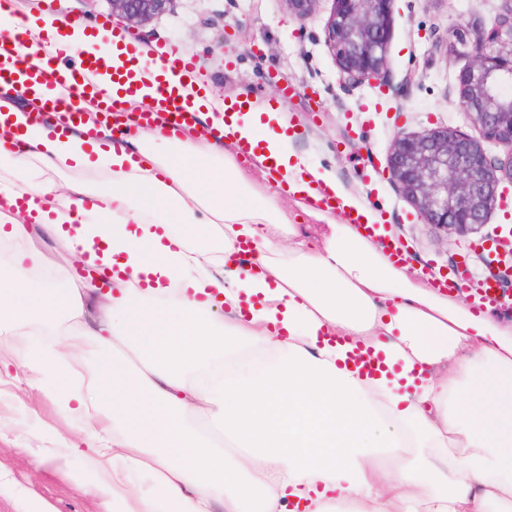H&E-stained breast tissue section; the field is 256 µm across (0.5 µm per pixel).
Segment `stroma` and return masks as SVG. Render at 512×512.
<instances>
[{"label":"stroma","mask_w":512,"mask_h":512,"mask_svg":"<svg viewBox=\"0 0 512 512\" xmlns=\"http://www.w3.org/2000/svg\"><path fill=\"white\" fill-rule=\"evenodd\" d=\"M20 15L74 19L90 25L111 18L109 0H10ZM500 0H395L388 65L401 91L365 84L348 89L324 41L332 0H319L299 22L284 0H171L137 27L133 41L150 50L174 46L192 55L194 72L216 95L249 100L253 111L275 113L269 128L293 133L291 150L328 172L353 203L370 207L411 255V269L437 274L468 268L472 282L488 272L482 255L490 237L512 233V184L487 224L464 237L445 236L425 224L390 181L386 158L400 133L445 127L476 130L459 105L455 78L467 56L447 50L451 30L489 21ZM37 334L0 343V512H109L106 498L71 479L87 469L74 455L60 469L51 455L61 441L84 443L66 426L48 394L55 377L20 364Z\"/></svg>","instance_id":"1"}]
</instances>
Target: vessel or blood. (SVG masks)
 I'll use <instances>...</instances> for the list:
<instances>
[{
    "mask_svg": "<svg viewBox=\"0 0 512 512\" xmlns=\"http://www.w3.org/2000/svg\"><path fill=\"white\" fill-rule=\"evenodd\" d=\"M158 60L164 72L173 76L172 81H160L157 95L149 110L144 114V121L162 120L172 130H180L191 123L197 122V113L191 112L186 106L183 94L182 79L191 75L193 59L186 52L178 49H168L158 53ZM107 67L105 58L93 57L82 59L79 66L57 67L47 65L46 68L33 69L27 66L23 59L15 58L8 62L0 61V82L18 84L31 89L39 88L44 92L43 104L51 111L62 113L67 119V127H75L82 121V115L76 107V100H94L101 106L103 112L118 111L119 101L114 97L103 94L96 86L84 83L82 76L87 71H97ZM142 68L139 63H131L124 70L112 71V84L124 95H134L133 85ZM318 202L331 211H342L346 223L365 227L369 237L376 243L386 242L377 223H368L363 206L343 207L341 198L333 191L319 189ZM389 243V242H386ZM393 256H400L402 247L399 242L389 243ZM474 298L478 305L498 312L512 310V296L508 295L499 278L489 277L476 288Z\"/></svg>",
    "mask_w": 512,
    "mask_h": 512,
    "instance_id": "obj_1",
    "label": "vessel or blood"
}]
</instances>
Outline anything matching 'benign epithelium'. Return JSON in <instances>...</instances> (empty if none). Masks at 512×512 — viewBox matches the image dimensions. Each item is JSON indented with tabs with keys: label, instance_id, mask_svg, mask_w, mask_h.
I'll list each match as a JSON object with an SVG mask.
<instances>
[{
	"label": "benign epithelium",
	"instance_id": "1",
	"mask_svg": "<svg viewBox=\"0 0 512 512\" xmlns=\"http://www.w3.org/2000/svg\"><path fill=\"white\" fill-rule=\"evenodd\" d=\"M302 22L319 0H283ZM394 0H333L325 42L343 86H392L388 48ZM170 0H110L112 16L131 27L162 12ZM450 49L471 57L457 77L459 103L477 131L468 136L436 127L395 137L388 156L391 181L424 223L465 236L487 223L499 184L512 183V0L488 23L452 30ZM503 146L502 157L488 154Z\"/></svg>",
	"mask_w": 512,
	"mask_h": 512
}]
</instances>
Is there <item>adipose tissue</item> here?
I'll list each match as a JSON object with an SVG mask.
<instances>
[{
  "instance_id": "obj_1",
  "label": "adipose tissue",
  "mask_w": 512,
  "mask_h": 512,
  "mask_svg": "<svg viewBox=\"0 0 512 512\" xmlns=\"http://www.w3.org/2000/svg\"><path fill=\"white\" fill-rule=\"evenodd\" d=\"M53 32L70 54H130L79 21ZM25 98L0 99V233L55 242L113 291L30 289L43 256L18 252L0 274V337L38 327L23 365L68 390L60 414L91 432L74 478L111 512H512V330L414 281L353 225L297 240L210 134V100L194 98L184 134L139 128L104 149L111 127L58 130L34 121L39 93ZM237 135L263 139L258 164L278 158L296 197L334 187L259 117ZM359 350L387 371L359 372Z\"/></svg>"
}]
</instances>
